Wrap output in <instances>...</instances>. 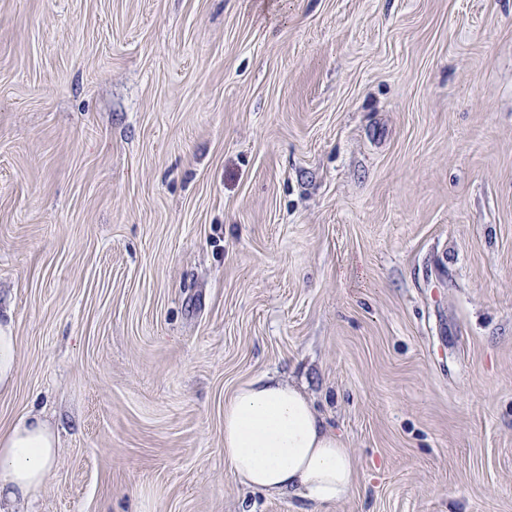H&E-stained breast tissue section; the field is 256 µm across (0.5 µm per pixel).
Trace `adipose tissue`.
<instances>
[{"mask_svg": "<svg viewBox=\"0 0 512 512\" xmlns=\"http://www.w3.org/2000/svg\"><path fill=\"white\" fill-rule=\"evenodd\" d=\"M57 452L54 432L38 417L0 428V498L34 494ZM224 466L267 497L300 492L320 504L350 497L358 481L353 455L302 388L274 373L245 381L225 399Z\"/></svg>", "mask_w": 512, "mask_h": 512, "instance_id": "adipose-tissue-1", "label": "adipose tissue"}]
</instances>
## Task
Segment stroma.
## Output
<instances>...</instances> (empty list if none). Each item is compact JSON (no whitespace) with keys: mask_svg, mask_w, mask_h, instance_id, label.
<instances>
[{"mask_svg":"<svg viewBox=\"0 0 512 512\" xmlns=\"http://www.w3.org/2000/svg\"><path fill=\"white\" fill-rule=\"evenodd\" d=\"M6 312L26 512H512V0H0ZM273 371L350 498L227 473ZM57 452L54 432L36 416L0 427V501L23 500L41 488Z\"/></svg>","mask_w":512,"mask_h":512,"instance_id":"obj_1","label":"stroma"}]
</instances>
